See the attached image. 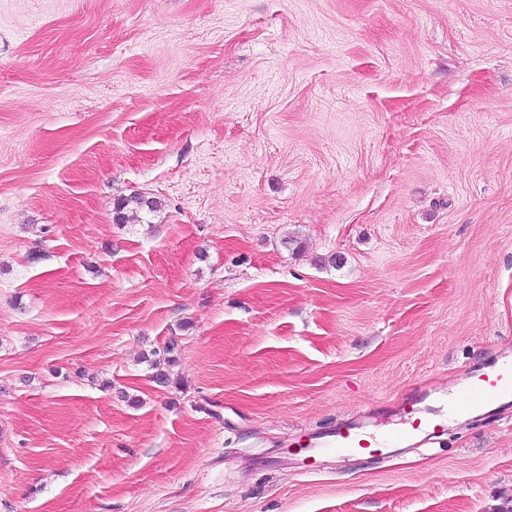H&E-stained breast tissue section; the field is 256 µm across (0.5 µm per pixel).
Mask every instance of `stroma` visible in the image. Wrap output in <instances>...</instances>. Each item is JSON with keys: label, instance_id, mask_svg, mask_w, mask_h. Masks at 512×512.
I'll list each match as a JSON object with an SVG mask.
<instances>
[{"label": "stroma", "instance_id": "stroma-1", "mask_svg": "<svg viewBox=\"0 0 512 512\" xmlns=\"http://www.w3.org/2000/svg\"><path fill=\"white\" fill-rule=\"evenodd\" d=\"M505 356L512 0H0V512H512V404L297 452ZM157 207L156 200L145 198L140 194L120 199L115 206V223L127 224L138 220L135 218H141L140 213L153 212ZM417 404L419 403L409 400L402 410L401 425L390 429L383 437L374 439L375 436L366 434L351 423H341L332 429L312 433L307 450L312 455H322L336 450L380 454L383 448L405 443L425 428L432 427L435 431L441 427L439 410L428 412L422 407H417ZM365 437L374 439L373 445Z\"/></svg>", "mask_w": 512, "mask_h": 512}]
</instances>
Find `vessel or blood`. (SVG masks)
Wrapping results in <instances>:
<instances>
[{
	"instance_id": "1",
	"label": "vessel or blood",
	"mask_w": 512,
	"mask_h": 512,
	"mask_svg": "<svg viewBox=\"0 0 512 512\" xmlns=\"http://www.w3.org/2000/svg\"><path fill=\"white\" fill-rule=\"evenodd\" d=\"M512 403V358H502L487 371L473 376L454 396L451 407L455 414H469L489 406ZM399 426L387 431L383 437L368 441L364 431L350 423H341L332 429L312 433L307 446L314 455L336 450L353 453H381L382 449L409 441L426 428L442 425L440 412H428L407 402L402 410Z\"/></svg>"
}]
</instances>
